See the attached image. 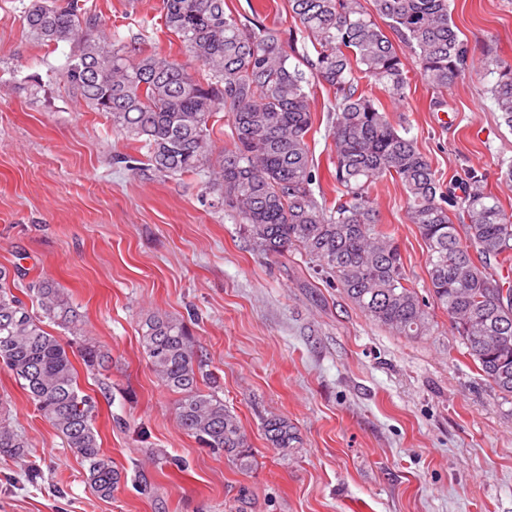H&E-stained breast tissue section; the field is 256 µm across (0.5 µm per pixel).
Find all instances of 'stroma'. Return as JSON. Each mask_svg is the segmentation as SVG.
I'll list each match as a JSON object with an SVG mask.
<instances>
[{
	"mask_svg": "<svg viewBox=\"0 0 512 512\" xmlns=\"http://www.w3.org/2000/svg\"><path fill=\"white\" fill-rule=\"evenodd\" d=\"M31 0H0V266L22 283L52 280L112 354L106 375L70 358L96 398L103 453L123 480L109 499L86 480L14 376L0 368V408L23 433V458L0 456V512H512V403L463 352L447 314L431 336L410 339L371 322L322 283L300 254L253 251L203 175L163 177L139 143L64 85L70 43L37 44L23 23ZM106 34L135 54H184L161 28V0H96ZM474 58L512 61V0H450ZM224 11L281 31L289 0H224ZM407 97L371 94L394 125L410 128L441 181L486 174L512 212V128L489 93L494 75L465 71L448 92L421 81L406 55ZM36 75L37 91L9 82ZM315 161L327 197L332 139L328 97L314 85ZM136 159V170L115 163ZM378 219L401 248L406 275L427 290L426 247L405 215L402 186L372 189ZM150 313L186 321L218 380V395L245 427L256 458L239 471L176 422V394L158 381L139 342ZM297 428L300 448L281 459L266 441L270 414ZM186 461L185 470L164 464Z\"/></svg>",
	"mask_w": 512,
	"mask_h": 512,
	"instance_id": "stroma-1",
	"label": "stroma"
}]
</instances>
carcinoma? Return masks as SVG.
Instances as JSON below:
<instances>
[{"label": "carcinoma", "mask_w": 512, "mask_h": 512, "mask_svg": "<svg viewBox=\"0 0 512 512\" xmlns=\"http://www.w3.org/2000/svg\"><path fill=\"white\" fill-rule=\"evenodd\" d=\"M289 2L294 26L285 39L260 20L240 24L225 14L224 0H162V26L181 39L182 62L161 53L134 56L126 43L108 41L97 4L88 0H32L23 21L42 44L77 41L62 70L66 84L107 114L113 130L140 143L155 172L177 177L217 167L210 188L253 249L275 258L299 250L324 272L328 287L342 289L371 321L422 338L431 331L427 302L406 276L398 244L380 228L371 195L380 178L400 181L407 219L427 248L433 303L448 313L493 389L512 398V289L499 277L512 264V213L474 170L442 187L410 129L395 126L361 87L372 81L402 101L409 88L405 48L417 59L421 80L440 93L473 67L449 0H371V13L364 0ZM193 62L205 74L192 72ZM303 65L333 95L329 174L339 196L332 202L313 162V91ZM481 67L497 75L491 98L512 127V62L488 56ZM221 110L230 145L215 159L210 121ZM457 215L465 223H454ZM17 289L10 270L0 267V367L81 457L91 489L110 498L122 475L102 452L96 402L80 388L69 348L79 346L89 371L104 368L111 356L87 336L82 316L52 281L27 288L37 313ZM47 321L68 341L49 333ZM141 344L159 381L179 394V426L211 453L250 470L246 429L214 390L186 324L150 315L141 323ZM262 429L282 457L298 448L288 418L270 415ZM27 447L1 419L0 456L21 458Z\"/></svg>", "instance_id": "1"}]
</instances>
